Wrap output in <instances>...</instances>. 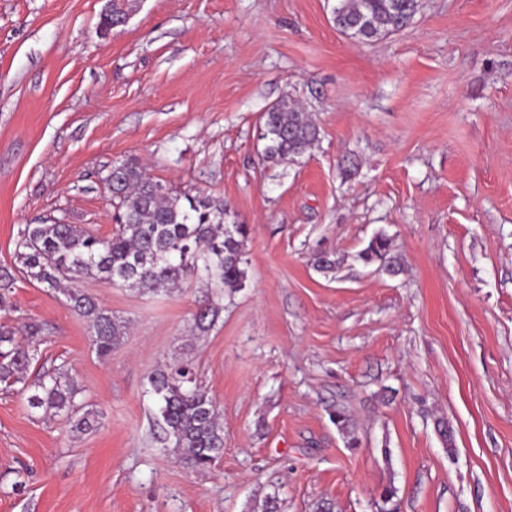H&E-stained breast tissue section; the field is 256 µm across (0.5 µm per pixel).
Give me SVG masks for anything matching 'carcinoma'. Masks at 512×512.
Masks as SVG:
<instances>
[{"label":"carcinoma","instance_id":"1","mask_svg":"<svg viewBox=\"0 0 512 512\" xmlns=\"http://www.w3.org/2000/svg\"><path fill=\"white\" fill-rule=\"evenodd\" d=\"M417 8L418 0H336L332 15L342 34L369 43L406 27ZM320 134L302 104L283 98L260 117L262 159L294 162L319 142ZM104 182L116 224L112 234L102 238L63 222L27 224L15 243L19 272L62 293L67 306L89 320L92 345L101 357L122 341L127 326L78 287L81 280L102 279L153 296H170L183 285L198 282L202 294L195 300L191 331L208 335L220 319L224 294L243 287L248 226L228 220L230 207L223 199L169 187L133 158L114 161ZM391 252L390 238L379 234L359 258L396 273L399 268ZM43 334V326L32 321L19 327L0 325V382L21 385L19 392H30L29 407L67 418L77 432L87 431L92 427L91 413L77 416L80 388L67 370L59 367L28 382L35 346ZM148 383L166 446L193 470L214 466L224 456V423L192 362L175 356L152 372Z\"/></svg>","mask_w":512,"mask_h":512}]
</instances>
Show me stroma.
Wrapping results in <instances>:
<instances>
[{"instance_id":"35a3bbf8","label":"stroma","mask_w":512,"mask_h":512,"mask_svg":"<svg viewBox=\"0 0 512 512\" xmlns=\"http://www.w3.org/2000/svg\"><path fill=\"white\" fill-rule=\"evenodd\" d=\"M334 3L136 0L102 36L106 0H0V269L27 224L109 236L102 178L126 157L250 227L245 286L200 338L193 289L86 280L128 324L99 357L17 276L0 324L45 325L31 374L69 368L97 422L74 433L0 382V512H379L390 483L394 512H512V0H419L368 44ZM287 96L321 139L272 165L259 117ZM379 233L399 275L358 258ZM180 350L223 415L203 472L157 438L147 377Z\"/></svg>"}]
</instances>
